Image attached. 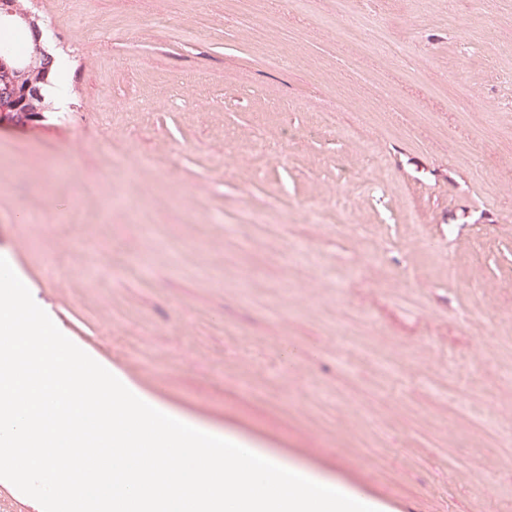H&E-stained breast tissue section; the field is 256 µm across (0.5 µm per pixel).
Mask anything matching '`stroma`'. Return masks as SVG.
<instances>
[{"instance_id": "35a3bbf8", "label": "stroma", "mask_w": 512, "mask_h": 512, "mask_svg": "<svg viewBox=\"0 0 512 512\" xmlns=\"http://www.w3.org/2000/svg\"><path fill=\"white\" fill-rule=\"evenodd\" d=\"M30 3L64 88L0 124V256L60 331L373 504L512 512V0Z\"/></svg>"}]
</instances>
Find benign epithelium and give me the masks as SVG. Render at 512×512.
<instances>
[{
  "instance_id": "obj_1",
  "label": "benign epithelium",
  "mask_w": 512,
  "mask_h": 512,
  "mask_svg": "<svg viewBox=\"0 0 512 512\" xmlns=\"http://www.w3.org/2000/svg\"><path fill=\"white\" fill-rule=\"evenodd\" d=\"M0 27H24L33 36L32 55L26 59L12 57L6 43L0 52V82L13 88L12 95L0 98V118L26 125L44 111L36 103L44 101L42 83L47 81L54 57L43 46V32L38 19L29 11L20 9L14 0H0Z\"/></svg>"
}]
</instances>
